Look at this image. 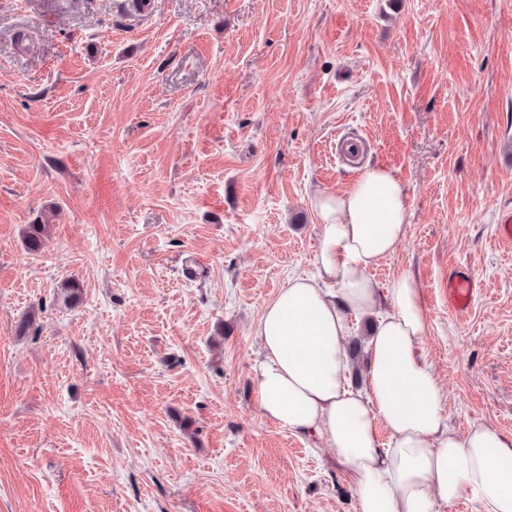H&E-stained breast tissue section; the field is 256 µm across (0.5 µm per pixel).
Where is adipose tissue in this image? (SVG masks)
<instances>
[{
  "mask_svg": "<svg viewBox=\"0 0 512 512\" xmlns=\"http://www.w3.org/2000/svg\"><path fill=\"white\" fill-rule=\"evenodd\" d=\"M313 208L317 272L289 279L256 325L262 415L326 440L356 475L357 512H438L465 493L488 512H512V440L482 424L462 435L449 426L419 350L427 320L417 281L402 273L381 291L368 276L406 234L401 183L368 165L346 191L319 194ZM385 300L392 310L369 341L368 389L347 388V317L374 314Z\"/></svg>",
  "mask_w": 512,
  "mask_h": 512,
  "instance_id": "obj_1",
  "label": "adipose tissue"
}]
</instances>
